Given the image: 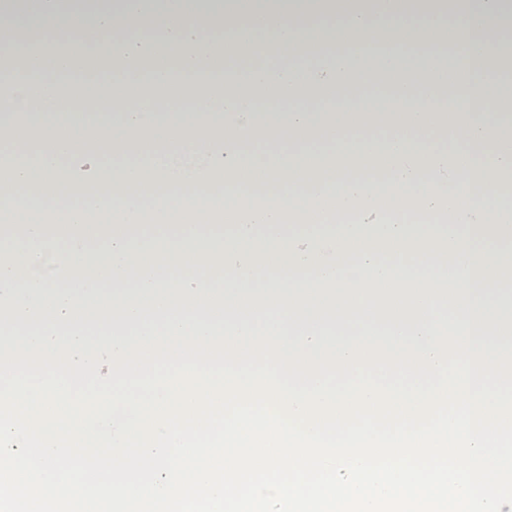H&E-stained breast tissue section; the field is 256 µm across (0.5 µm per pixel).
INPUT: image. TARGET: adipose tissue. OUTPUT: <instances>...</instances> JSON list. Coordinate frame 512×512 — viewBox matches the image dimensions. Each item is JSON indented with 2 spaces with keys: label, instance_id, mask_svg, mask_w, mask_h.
I'll list each match as a JSON object with an SVG mask.
<instances>
[{
  "label": "adipose tissue",
  "instance_id": "adipose-tissue-1",
  "mask_svg": "<svg viewBox=\"0 0 512 512\" xmlns=\"http://www.w3.org/2000/svg\"><path fill=\"white\" fill-rule=\"evenodd\" d=\"M335 14L347 38L309 47L312 20ZM444 18L469 33L450 48V98L435 76ZM505 29L504 0H0V52L13 59L0 144L18 192L0 225V297L512 283V225L498 221L512 122L482 94ZM144 30L163 59L145 51ZM47 31L77 39L48 61L29 50ZM118 82L138 96L113 100ZM358 86L357 111L335 107ZM257 140L265 149L246 154ZM303 142L313 151L298 153ZM332 147L381 152L383 166L348 170ZM73 161L89 179L65 175ZM246 163L272 183L238 192L231 178ZM301 179L297 198L288 187ZM221 193L237 223L192 222ZM413 194L453 223L400 224L377 205L398 212ZM327 197L358 223H284ZM49 249L71 281L36 276Z\"/></svg>",
  "mask_w": 512,
  "mask_h": 512
}]
</instances>
